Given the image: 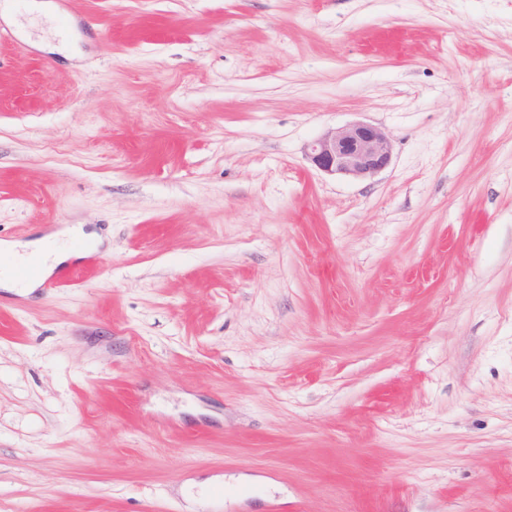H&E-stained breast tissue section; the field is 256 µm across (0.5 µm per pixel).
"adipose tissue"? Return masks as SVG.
I'll return each mask as SVG.
<instances>
[{
    "mask_svg": "<svg viewBox=\"0 0 512 512\" xmlns=\"http://www.w3.org/2000/svg\"><path fill=\"white\" fill-rule=\"evenodd\" d=\"M0 255L13 261L37 265V277L26 281L17 280L9 269L0 270V288L28 295L38 288L41 279L51 275L58 266L70 260L73 253L60 243L57 235L51 234L22 247L0 241Z\"/></svg>",
    "mask_w": 512,
    "mask_h": 512,
    "instance_id": "adipose-tissue-1",
    "label": "adipose tissue"
}]
</instances>
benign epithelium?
Instances as JSON below:
<instances>
[{"instance_id":"obj_1","label":"benign epithelium","mask_w":512,"mask_h":512,"mask_svg":"<svg viewBox=\"0 0 512 512\" xmlns=\"http://www.w3.org/2000/svg\"><path fill=\"white\" fill-rule=\"evenodd\" d=\"M393 146L382 128L353 122L331 128L306 147L307 159L329 175L368 181L391 163Z\"/></svg>"}]
</instances>
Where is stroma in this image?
<instances>
[{
    "label": "stroma",
    "instance_id": "stroma-1",
    "mask_svg": "<svg viewBox=\"0 0 512 512\" xmlns=\"http://www.w3.org/2000/svg\"><path fill=\"white\" fill-rule=\"evenodd\" d=\"M47 2L0 240L101 242L0 288V512H512V0ZM305 155L316 168L329 175L368 181L389 166L393 146L382 128L353 122L328 129L307 145Z\"/></svg>",
    "mask_w": 512,
    "mask_h": 512
}]
</instances>
